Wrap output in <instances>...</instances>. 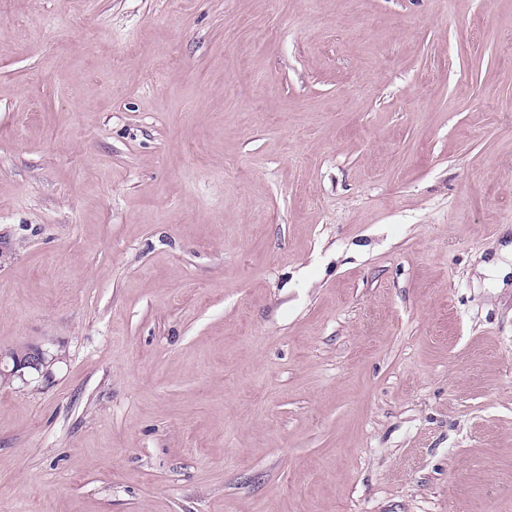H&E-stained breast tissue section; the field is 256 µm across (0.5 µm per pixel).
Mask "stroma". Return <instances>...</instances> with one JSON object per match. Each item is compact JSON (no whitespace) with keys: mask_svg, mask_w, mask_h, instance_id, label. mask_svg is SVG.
<instances>
[{"mask_svg":"<svg viewBox=\"0 0 512 512\" xmlns=\"http://www.w3.org/2000/svg\"><path fill=\"white\" fill-rule=\"evenodd\" d=\"M512 0H0V512H512ZM54 360V356L49 358L48 352L35 344H27L22 349L1 350L0 377L4 380L15 377L25 380V373L45 375Z\"/></svg>","mask_w":512,"mask_h":512,"instance_id":"1","label":"stroma"}]
</instances>
